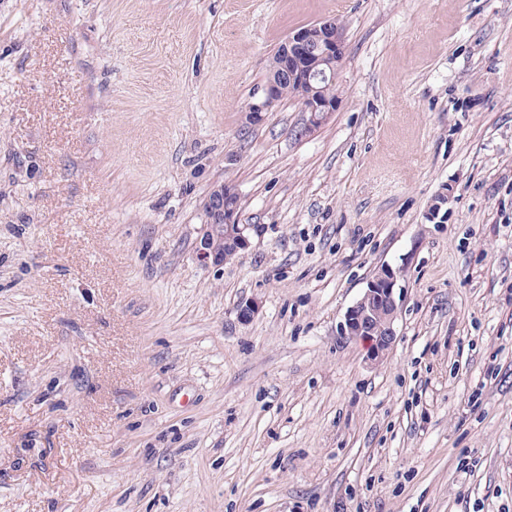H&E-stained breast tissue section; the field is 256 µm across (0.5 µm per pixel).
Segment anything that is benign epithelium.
<instances>
[{"label": "benign epithelium", "mask_w": 512, "mask_h": 512, "mask_svg": "<svg viewBox=\"0 0 512 512\" xmlns=\"http://www.w3.org/2000/svg\"><path fill=\"white\" fill-rule=\"evenodd\" d=\"M345 47V32L334 19L306 26L288 37L269 62L246 119L255 123L263 113L272 111L280 102L281 85L291 79L297 85L296 100L306 114L298 135L313 134L336 111L338 98L327 96L324 85L334 82ZM250 231V225L240 222L235 189L215 185L204 203V224L196 247L198 261L205 267L224 265L225 252L236 254L250 246ZM396 283L397 271L389 266L379 268L362 297L345 314L342 331L369 340L373 361L381 360L395 339Z\"/></svg>", "instance_id": "1"}]
</instances>
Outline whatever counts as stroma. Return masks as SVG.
Segmentation results:
<instances>
[{
	"instance_id": "1",
	"label": "stroma",
	"mask_w": 512,
	"mask_h": 512,
	"mask_svg": "<svg viewBox=\"0 0 512 512\" xmlns=\"http://www.w3.org/2000/svg\"><path fill=\"white\" fill-rule=\"evenodd\" d=\"M334 17L325 125L246 120ZM0 512H512V0H0ZM204 217L196 247L201 265L223 266L225 251L236 254L250 246L251 227L240 222L239 196L231 186L221 183L211 189L204 203ZM225 256L230 262L237 255L226 253ZM396 283L397 271L382 266L368 282L362 297L345 314L342 331L369 340L372 361H380L395 339Z\"/></svg>"
}]
</instances>
